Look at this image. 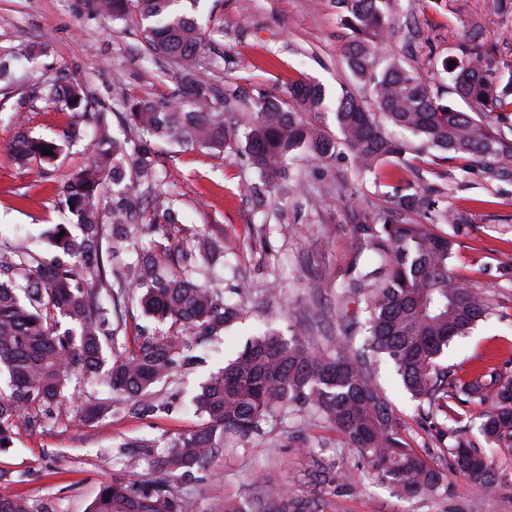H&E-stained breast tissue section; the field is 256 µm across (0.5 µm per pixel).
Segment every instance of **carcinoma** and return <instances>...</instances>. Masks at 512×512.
<instances>
[{
  "label": "carcinoma",
  "mask_w": 512,
  "mask_h": 512,
  "mask_svg": "<svg viewBox=\"0 0 512 512\" xmlns=\"http://www.w3.org/2000/svg\"><path fill=\"white\" fill-rule=\"evenodd\" d=\"M131 1L144 22L148 51L170 59L179 71L170 98L123 94L114 100L113 109L139 139L114 133L109 113L100 110L88 113L87 130L75 124L59 140L25 135L10 146L20 163L37 160L44 173L62 144L91 138L87 163L58 194L59 210L71 215L69 223L80 234L56 225V256L48 262L28 249L0 256V452L14 447L20 421L32 432L71 412L92 423L112 413L115 401L131 402L135 414L154 411L153 389L176 368L192 364L200 342L217 339L239 319L241 309L225 302L223 292L199 283L217 242L198 232L190 245L180 243L175 198L157 173L160 145L242 152L267 189L287 177L298 150L319 161L348 152L362 173L375 175L387 163H408L414 138L426 151L512 172V142L499 129L512 118V71L496 76L485 68L477 29L453 59L456 66L442 62L456 96L446 102L400 59L382 53L398 0H334L351 31L345 65L371 99L345 89L331 108L320 85L300 80L286 103L255 99L240 132L224 126L227 97L198 78L207 45L193 16L198 0H92L98 13L113 19L123 18ZM46 90L67 109L91 106L81 82L54 77ZM329 109L336 136L308 121V115ZM108 182L112 193L101 208ZM428 208L424 196L402 192L390 214L376 220L358 214V248L375 252L379 262L343 286L341 303L363 305L366 345L391 360L412 400L433 414L450 411V400L483 405L479 430L488 447L512 450V379L486 368L461 380L441 363L450 342L488 309L449 275L454 236L401 219ZM139 224L158 235L147 248L136 247L130 232ZM130 251L136 258L109 282L108 269ZM132 288L141 290L144 315L167 329L138 330L133 347L109 358L105 346L120 328L112 324L111 309ZM90 384L106 386L115 401L80 400L81 388ZM191 403L201 416L195 430L162 448L146 437L118 446L128 464L147 463L151 478L103 483L86 512H199L195 501L174 494L172 482L199 480L224 447L248 442L289 408L318 411L356 452L367 476L400 497L448 493L447 471L411 448L364 356L341 344L320 351L299 334L287 338L270 328L201 381ZM438 439L439 455L452 470L480 484L496 481L494 458L471 445L462 430L444 427ZM0 512L35 510L17 495L0 496Z\"/></svg>",
  "instance_id": "obj_1"
}]
</instances>
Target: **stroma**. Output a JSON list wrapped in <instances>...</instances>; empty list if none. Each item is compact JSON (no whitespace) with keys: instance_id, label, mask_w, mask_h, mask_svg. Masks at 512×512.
I'll list each match as a JSON object with an SVG mask.
<instances>
[{"instance_id":"obj_1","label":"stroma","mask_w":512,"mask_h":512,"mask_svg":"<svg viewBox=\"0 0 512 512\" xmlns=\"http://www.w3.org/2000/svg\"><path fill=\"white\" fill-rule=\"evenodd\" d=\"M383 46L402 55L431 91L446 92L441 61L459 54L473 26H480L491 67L512 66V9L496 0H400ZM204 30L220 29L207 46L198 74L231 96L226 123H243L245 102L265 94L285 101L301 79L321 84L336 97L352 80L343 60L349 37L332 0H201L196 13ZM223 55V69L210 64ZM0 59L12 63L16 80L0 89V239L11 249L47 255V232L62 223L58 186L88 158L82 141L67 144L51 176L37 164H18L9 146L19 130L62 137L72 112L40 97L43 80L60 74L83 81L94 109L112 97L163 98L177 88L170 62L150 54L137 11L113 21L96 13L91 0H0ZM162 169L176 193L187 232L203 231L224 246L214 287L231 293L240 284L241 319L221 341L200 349V361L159 386L157 409L133 416L122 407L88 424L77 415L37 431L16 429L14 448L0 453V496L28 497L37 512H85L102 482L149 478L148 466L126 469L116 446L123 438H169L195 429L188 409L193 386L234 357L246 339L272 327L284 336L303 334L311 347L330 348L340 339L338 292L358 269L372 265L358 253L352 213L385 216L403 182L429 198L435 211L461 212L453 225L456 278L489 308L465 338L450 344L445 364L468 379L491 366L512 377V276L499 268L512 260V176L479 162L409 157L408 169L385 167L381 176L359 174L350 160H294L298 174L280 197L248 191L255 182L242 154L164 147ZM386 388L403 436L416 449L435 447L438 419H427L405 395L386 356L367 352ZM498 483H471L448 475L447 495L405 500L369 480L361 461L325 420L287 410L245 446L224 452L209 466L207 482L178 484L176 494L197 498L202 512L226 502L242 512H512V452H497Z\"/></svg>"}]
</instances>
